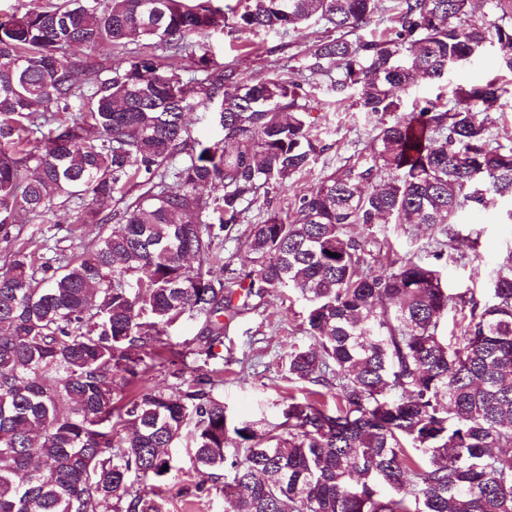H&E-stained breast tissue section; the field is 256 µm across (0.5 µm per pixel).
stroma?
<instances>
[{
  "instance_id": "35a3bbf8",
  "label": "stroma",
  "mask_w": 512,
  "mask_h": 512,
  "mask_svg": "<svg viewBox=\"0 0 512 512\" xmlns=\"http://www.w3.org/2000/svg\"><path fill=\"white\" fill-rule=\"evenodd\" d=\"M328 34L326 25L317 21L284 35L218 32L206 36L204 42L218 61L234 68L244 81L256 82L287 72L291 56L302 55L315 40ZM498 55V47L492 46L477 61L450 71L440 81H419L402 96L398 111L382 116L362 111L357 91L340 95L328 79L315 78L313 133L324 150L302 173L250 204L243 223L222 237L221 250L236 275H245L253 268L246 248L248 225L260 222L271 210L296 220L300 197L316 189L326 175L368 154L379 124L406 118L417 102L435 96L450 101L457 86L501 76L507 104L488 112L489 138L494 144L512 142V74L500 75ZM506 210L503 204L485 209L469 206L452 225L453 235L445 248L452 259L442 270L450 291L470 290L477 298H489L493 271L512 252V224L507 221ZM100 211L106 218L102 224L53 226L22 216L19 237L0 238V272L7 269L12 253L21 247L61 262L80 256L119 225L112 204H102ZM361 235L371 251L393 250L428 262L439 233L423 226L389 223L372 225ZM251 304V310L225 323L221 341L209 350L194 341L202 327L201 319L175 324L166 338L173 359L149 369L143 386L168 390L184 375L209 377L216 381L214 393L223 401L229 418L253 422L260 432L283 422L289 397L303 399L310 388L309 383L289 381L285 368L289 349L307 341L300 327L305 303L295 295L272 293L252 298ZM170 454L174 468L168 478L156 483L161 512H224L221 479L196 468L187 440L178 441Z\"/></svg>"
}]
</instances>
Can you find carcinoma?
<instances>
[{"label": "carcinoma", "instance_id": "obj_1", "mask_svg": "<svg viewBox=\"0 0 512 512\" xmlns=\"http://www.w3.org/2000/svg\"><path fill=\"white\" fill-rule=\"evenodd\" d=\"M235 2L51 0L0 18L3 236L22 212L98 224L97 205H122V224L77 260L54 268L19 249L0 273V512H108L126 498V512H158L131 478L169 475L186 430L195 463L224 471L227 512H512V255L482 303L416 256L370 274L354 233L390 220L443 232L467 206L512 200V146H491L484 115L507 92L499 77L378 127L367 156L300 199L297 220L274 210L250 225L246 277L213 275L229 271L218 240L244 204L324 151L310 80L393 112L418 76L438 80L494 42L512 73V25L463 23L473 0H396L392 32L368 39L382 0ZM311 19L338 36L306 49L299 79L246 83L192 40ZM74 46L125 57L78 66ZM194 55L191 76L169 63ZM200 109L221 139L192 137L185 117ZM207 186L218 202L199 195ZM285 290L306 302L308 338L288 351V380L325 391L288 403L268 445L228 420L213 379L135 388L147 364L132 350L162 360L168 328L198 317L211 347L251 298Z\"/></svg>", "mask_w": 512, "mask_h": 512}]
</instances>
